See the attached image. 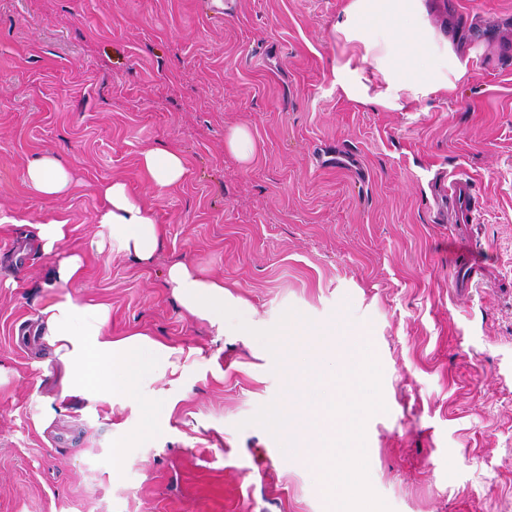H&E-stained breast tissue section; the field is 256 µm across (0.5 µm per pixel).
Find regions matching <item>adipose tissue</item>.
<instances>
[{
  "label": "adipose tissue",
  "instance_id": "adipose-tissue-1",
  "mask_svg": "<svg viewBox=\"0 0 512 512\" xmlns=\"http://www.w3.org/2000/svg\"><path fill=\"white\" fill-rule=\"evenodd\" d=\"M333 34L351 48L334 69L337 84L351 99L401 110L427 95L453 90L467 72L466 60L428 23L423 0H347ZM141 166L160 192L186 174L182 157L165 149L143 152ZM26 179L41 196L63 197L73 188L69 167L51 152L30 163ZM100 196L96 221L109 240L135 260L150 262L162 226L122 181L103 184ZM166 283L187 315L222 334L237 333L248 318L246 307L223 281L198 276L186 262L169 267ZM40 315L43 334L66 367L62 398L95 403L132 399L143 431H156L167 422L174 398L142 396L138 389L147 376L175 372L177 348L141 332L112 338L107 307L83 303L67 291L53 294Z\"/></svg>",
  "mask_w": 512,
  "mask_h": 512
}]
</instances>
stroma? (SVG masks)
<instances>
[{"mask_svg": "<svg viewBox=\"0 0 512 512\" xmlns=\"http://www.w3.org/2000/svg\"><path fill=\"white\" fill-rule=\"evenodd\" d=\"M424 4L467 73L397 111L335 81L345 0H0V512H328L313 471L251 421L284 374L250 334L178 306L164 278L180 260L262 328L292 308L362 329L387 407L366 423L369 477L392 512H512V0ZM236 127L250 161L225 145ZM150 148L187 168L160 194ZM48 151L72 170L67 196L25 179ZM445 172L472 178L477 223L443 222ZM112 179L164 229L151 262L89 246ZM48 219L70 228L49 255L31 230ZM463 234L483 260L468 289ZM72 253L84 273L66 289L108 306L111 336L182 351L176 377L142 383L177 399L156 432L132 407L60 397L39 312ZM230 152L243 162L250 161L255 152V143L251 133L246 128H235L228 140Z\"/></svg>", "mask_w": 512, "mask_h": 512, "instance_id": "1", "label": "stroma"}]
</instances>
